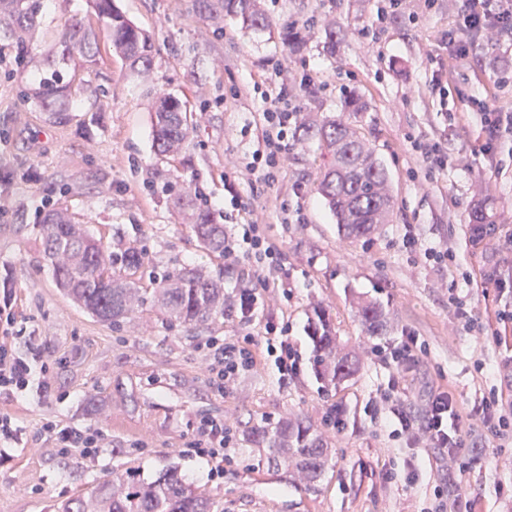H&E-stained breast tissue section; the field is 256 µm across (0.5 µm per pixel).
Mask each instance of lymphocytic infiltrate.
Returning <instances> with one entry per match:
<instances>
[{
  "label": "lymphocytic infiltrate",
  "instance_id": "f902f5d3",
  "mask_svg": "<svg viewBox=\"0 0 512 512\" xmlns=\"http://www.w3.org/2000/svg\"><path fill=\"white\" fill-rule=\"evenodd\" d=\"M439 41L447 51V58L433 57L435 84L448 79L446 59H464L481 50L500 45H512V0H455V20L441 32ZM296 83H285L278 96L264 113L267 123L266 149L253 155L247 165L257 183L271 184L282 165L290 146V136L296 130L300 111L292 101L301 92ZM473 109L480 114L483 144L481 151L487 158H495L500 145L512 142V110L494 107L483 99L472 100ZM231 206L241 214L240 222L233 224L230 235L224 238V260L229 264L245 263L256 279L257 287H270L274 273L280 267L282 252L264 233L261 225L249 220V204L243 199L232 200ZM406 253L448 267L452 277L448 281V299L466 331L487 335L488 329L475 314L471 298L457 292L458 278L467 272L459 268L452 250L427 246L407 224L396 242ZM264 343L267 352L276 356L280 375L290 376L297 370V354L288 336V325L269 321L265 327ZM254 337L224 344L209 341L208 371L217 391L232 387L242 372L253 362ZM379 365L386 371L387 380L380 388L378 398L370 402L367 415L371 422L391 428L393 439L405 442L410 448H432L445 472V482L435 485L433 497L422 512H475L476 502L465 475L475 460L477 440L487 441L492 455L505 453L512 447V409H506L497 391H489L469 413H462L456 396L437 386L427 392L420 412H413L400 388L404 378L423 363L428 345L414 332L402 331L398 342L376 344L371 348ZM40 356H17L7 343H0V393L15 395L26 390L34 373H47ZM198 437L190 442L186 452L212 460V478L224 475V450L234 439L232 429L221 419L201 420Z\"/></svg>",
  "mask_w": 512,
  "mask_h": 512
}]
</instances>
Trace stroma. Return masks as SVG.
<instances>
[{
    "label": "stroma",
    "instance_id": "1",
    "mask_svg": "<svg viewBox=\"0 0 512 512\" xmlns=\"http://www.w3.org/2000/svg\"><path fill=\"white\" fill-rule=\"evenodd\" d=\"M39 28L27 48L29 62H15L0 37V285L13 288L19 355L41 354L46 380L23 394L0 395V414L11 415L24 444L0 447V512H57L66 500L89 494L113 472L138 469L156 478L177 467L185 484L206 498L213 512H418L443 477L432 449H413L372 425L364 408L386 380L370 353L368 336L352 301L380 303L391 324L382 340L410 329L429 346L425 364L406 380L405 394L420 407L428 385L448 388L470 407L491 387L512 402V381L497 367L512 356V331L498 341L468 335L448 300L446 270L422 264L394 244L406 224L417 225L427 245L454 251L470 273L461 293L473 297L478 313L495 323L512 293L483 294L482 275L492 268L512 272L495 243L473 249L468 226L474 211L492 223L512 225V150L496 162L481 151L479 98L512 105V83L497 85L491 58L512 54L499 46L453 63L448 94L434 88L432 56L440 54V32L455 19L452 0L426 10L423 0H405L404 11L385 20L388 0H261L270 24L254 28L225 17L216 28L194 0H114L115 6L154 39L149 77H141L112 55L105 26L90 0H40ZM90 27L99 53L84 62L63 55L66 24ZM381 23L378 40L362 30ZM279 60L282 76L268 73ZM70 87L58 100L59 116L43 111L39 86L51 71ZM310 88L297 101L302 113L346 115L383 164L395 200L390 224L370 239L341 236L317 185L324 161L317 140L291 139L277 180L252 187L245 166L263 149L266 96L280 81ZM186 103L193 113L188 146L176 157L158 156L150 110L157 92ZM364 109L346 112L350 100ZM460 113L449 129V113ZM447 140L451 162L437 180L413 178L418 167L410 139ZM485 191L474 196L473 184ZM173 183L203 189L216 219L234 195L250 198L252 218L283 253L288 273L278 287L258 290L251 317L226 312L203 324L166 320L145 301L120 325L99 321L57 288L44 258L40 226L55 206L110 250L129 244L146 253L139 287L152 289L157 274L184 266L223 275L236 294L250 286L241 266H227L203 251L191 225L180 223L160 187ZM326 310L336 336L357 350L358 371L327 387L314 371L308 323L315 308ZM287 320L300 354L297 375L280 380L271 358L255 349L254 362L233 386L215 392L208 383L201 347L210 338L261 337L267 317ZM341 411L343 431L324 421ZM297 415L328 441L331 452L314 487L297 484L286 470L272 468L266 449L247 439L249 427ZM232 419L233 458L224 476L211 479L206 460L187 457L204 418ZM107 435L91 455L56 448L41 433L46 419ZM424 464L415 483L405 475L413 457ZM399 476L384 483L387 465ZM468 479L478 512H512L500 485L512 483V453L478 460Z\"/></svg>",
    "mask_w": 512,
    "mask_h": 512
}]
</instances>
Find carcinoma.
Listing matches in <instances>:
<instances>
[{
	"mask_svg": "<svg viewBox=\"0 0 512 512\" xmlns=\"http://www.w3.org/2000/svg\"><path fill=\"white\" fill-rule=\"evenodd\" d=\"M201 15L220 25L224 16L239 17L251 27L264 28L268 18L259 13L255 0H195ZM97 19L111 32L112 55L130 69H151L154 45L150 36L119 13L112 0H94ZM40 0H0V27L18 49L25 63L27 42L36 26ZM63 52L89 59L98 54L96 42L78 22L62 36ZM62 76L51 75L40 99L50 112L65 92ZM191 113L176 98L161 96L152 112L154 147L160 156H175L187 147ZM307 136L317 138L326 157L318 191L336 219L339 233L362 239L378 234L390 222L393 196L388 177L374 150L355 125L329 118L308 122ZM173 206L192 224L202 249L224 258V225L188 192L178 193ZM43 251L59 288L80 308L112 325L122 323L144 302V289L132 279L144 265L145 255L135 247L122 253L108 248L76 223L66 208L49 211L42 224ZM152 301L170 320L200 324L224 315L232 297L224 293V279L195 267H182L165 275L153 289ZM358 317L367 334L379 335L388 327V313L378 304L360 302ZM315 343V363L320 378L337 383L350 376L359 364L357 355L336 344L331 324L322 311L310 323ZM251 442L268 450L270 462L292 471L300 483L312 487L320 479L328 456L326 439L300 418H286L276 426H252ZM59 512H211L208 501L195 495L177 468L171 467L153 480L134 470L113 475L85 498L61 504Z\"/></svg>",
	"mask_w": 512,
	"mask_h": 512,
	"instance_id": "cac0c4a2",
	"label": "carcinoma"
}]
</instances>
